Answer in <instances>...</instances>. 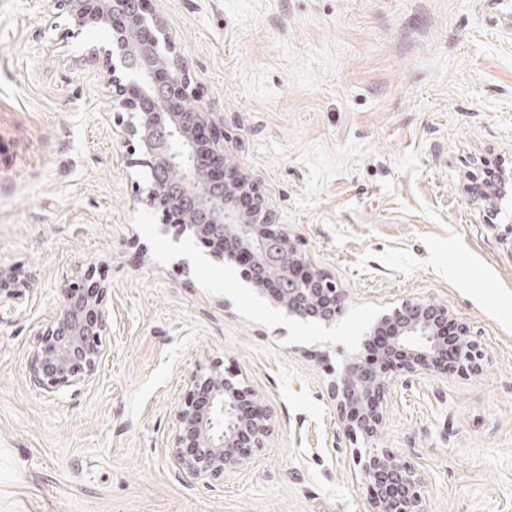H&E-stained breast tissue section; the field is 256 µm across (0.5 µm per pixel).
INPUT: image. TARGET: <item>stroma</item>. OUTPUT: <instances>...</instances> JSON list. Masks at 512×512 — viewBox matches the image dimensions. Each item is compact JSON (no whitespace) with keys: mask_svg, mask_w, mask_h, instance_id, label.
<instances>
[{"mask_svg":"<svg viewBox=\"0 0 512 512\" xmlns=\"http://www.w3.org/2000/svg\"><path fill=\"white\" fill-rule=\"evenodd\" d=\"M224 155L348 292L332 327L290 319L160 232L139 200L102 30L52 0H0V512H368L329 373L383 312L447 304L488 349L477 371L396 382L375 443L414 463L427 512H512V202L471 187L512 168V0H151ZM110 312L88 383L37 388L29 358L66 288ZM237 371L274 432L205 482L171 451L189 375Z\"/></svg>","mask_w":512,"mask_h":512,"instance_id":"35a3bbf8","label":"stroma"}]
</instances>
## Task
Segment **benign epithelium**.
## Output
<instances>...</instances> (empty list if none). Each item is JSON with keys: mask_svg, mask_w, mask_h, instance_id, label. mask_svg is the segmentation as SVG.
Masks as SVG:
<instances>
[{"mask_svg": "<svg viewBox=\"0 0 512 512\" xmlns=\"http://www.w3.org/2000/svg\"><path fill=\"white\" fill-rule=\"evenodd\" d=\"M79 31L101 28L109 40L88 48V60L109 75L113 104L128 113L122 133L150 169L146 203L162 211L177 236L188 234L224 243L215 251L222 261H236L235 250L251 258L243 278L272 306L291 318L332 324L347 291L317 269L285 224L275 223L256 180L224 160V119L196 104L182 56L166 25L147 17V0H54ZM251 190L254 206L243 212L231 204L235 191ZM305 267L307 274H296ZM11 271L0 268V306L24 295ZM276 287L270 288L268 284ZM108 287L91 299L68 287L62 306L40 332L29 364L33 384L48 392L80 385L92 376L109 329ZM448 305L432 299H406L381 315L346 356L327 384L340 428L353 441L374 440L385 418L392 386L420 373L446 375L471 371L487 358L470 325L458 323L454 349L441 341L436 327L448 320ZM375 355L365 350L382 328ZM207 393L206 409L198 399ZM233 418L223 429L224 414ZM273 431L269 407L242 384L238 375L214 367L188 379L177 410L172 452L183 471L195 479L220 480L242 469L252 449L264 446ZM369 512H426L424 480L417 468L389 448L355 450Z\"/></svg>", "mask_w": 512, "mask_h": 512, "instance_id": "1", "label": "benign epithelium"}]
</instances>
